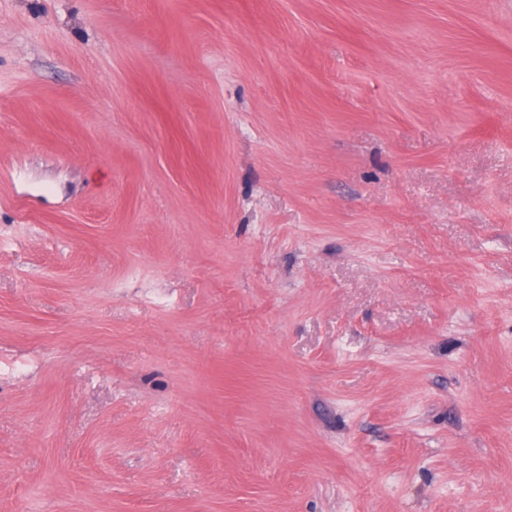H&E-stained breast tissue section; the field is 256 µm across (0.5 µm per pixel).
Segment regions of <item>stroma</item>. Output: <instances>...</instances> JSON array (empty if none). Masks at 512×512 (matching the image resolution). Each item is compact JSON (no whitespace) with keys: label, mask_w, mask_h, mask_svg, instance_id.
<instances>
[{"label":"stroma","mask_w":512,"mask_h":512,"mask_svg":"<svg viewBox=\"0 0 512 512\" xmlns=\"http://www.w3.org/2000/svg\"><path fill=\"white\" fill-rule=\"evenodd\" d=\"M0 512H512V0H0Z\"/></svg>","instance_id":"35a3bbf8"}]
</instances>
